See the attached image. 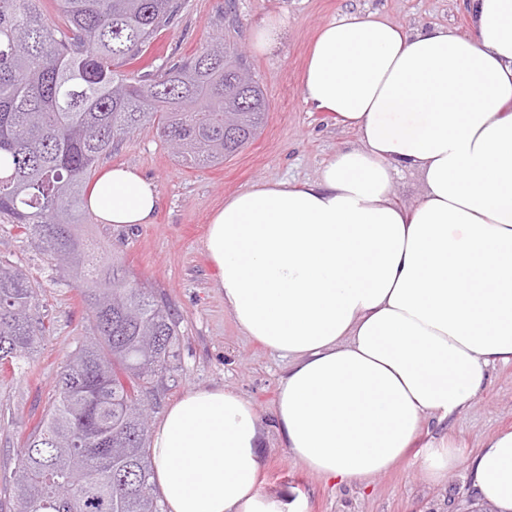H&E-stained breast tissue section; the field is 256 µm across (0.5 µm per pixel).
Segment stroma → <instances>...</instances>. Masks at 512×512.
<instances>
[{"instance_id":"1","label":"stroma","mask_w":512,"mask_h":512,"mask_svg":"<svg viewBox=\"0 0 512 512\" xmlns=\"http://www.w3.org/2000/svg\"><path fill=\"white\" fill-rule=\"evenodd\" d=\"M172 24L162 29L131 66L142 75L192 56L210 35L236 28V41L269 100L258 136L224 164H179L154 128L144 127L106 157L107 165H130L157 186L159 205L150 224L113 226L92 220L86 238L117 252L147 289L171 309L181 338L168 369L148 399L149 423L157 425L174 401L197 386H221L250 399L272 419L286 362L244 336L224 309V296L204 240L213 211L225 197L261 182L302 183L317 178L336 152L359 144L356 132L337 125L332 113L305 104L302 74L309 48L325 22L350 12L379 13L408 30L440 24L467 32L464 0H182ZM283 23L280 45L260 54L253 34L266 18ZM0 261L20 267L38 294L46 327L21 373L0 381V501L15 478L17 453L49 404L67 357L89 334L80 291L61 277L34 240L0 220ZM512 428V363L489 367L470 406L443 425L427 424L409 456L378 476L328 482L311 473L270 435L262 450L260 487L295 490L304 512H471L470 481L458 467L444 485L423 474L427 443L456 437L462 456L473 454L489 434Z\"/></svg>"}]
</instances>
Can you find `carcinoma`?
Wrapping results in <instances>:
<instances>
[{
    "mask_svg": "<svg viewBox=\"0 0 512 512\" xmlns=\"http://www.w3.org/2000/svg\"><path fill=\"white\" fill-rule=\"evenodd\" d=\"M0 0V214L50 260L68 254L91 326L23 441L0 512H160L143 414L179 336L165 306L79 234L101 159L149 125L188 165L215 166L255 138L267 102L236 43L210 39L149 76L127 66L170 25L179 0ZM37 293L0 264V372L21 369L43 338Z\"/></svg>",
    "mask_w": 512,
    "mask_h": 512,
    "instance_id": "1",
    "label": "carcinoma"
}]
</instances>
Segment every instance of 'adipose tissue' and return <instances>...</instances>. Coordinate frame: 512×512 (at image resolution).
Segmentation results:
<instances>
[{"label":"adipose tissue","mask_w":512,"mask_h":512,"mask_svg":"<svg viewBox=\"0 0 512 512\" xmlns=\"http://www.w3.org/2000/svg\"><path fill=\"white\" fill-rule=\"evenodd\" d=\"M470 30H407L351 12L320 27L302 94L354 130L315 181L228 196L204 242L242 333L288 367L272 426L224 387L168 407L152 443L167 512H302L259 486L269 433L309 471L352 481L402 462L425 419L467 409L487 368L512 363V0H468ZM418 175V203L392 198ZM155 183L101 171L104 224H150ZM465 466L477 508L512 512V430L461 458L431 443L434 484Z\"/></svg>","instance_id":"1"}]
</instances>
